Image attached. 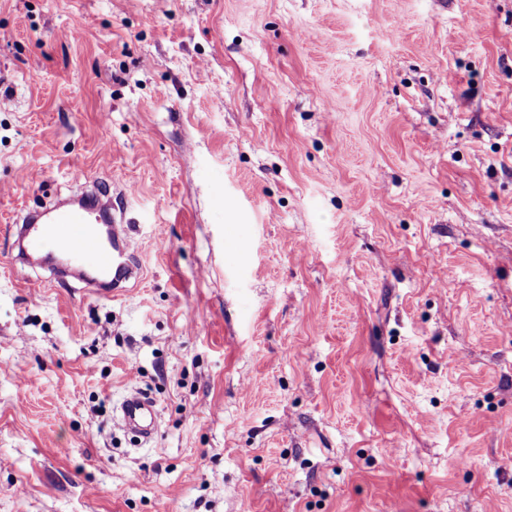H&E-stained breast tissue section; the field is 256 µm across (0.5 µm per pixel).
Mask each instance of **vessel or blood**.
Here are the masks:
<instances>
[{
    "label": "vessel or blood",
    "mask_w": 512,
    "mask_h": 512,
    "mask_svg": "<svg viewBox=\"0 0 512 512\" xmlns=\"http://www.w3.org/2000/svg\"><path fill=\"white\" fill-rule=\"evenodd\" d=\"M0 233L21 242L52 244L63 256L57 268L59 276L73 275L80 268L92 269L103 283L99 291L103 297L119 296L140 273L133 259L130 227L113 222L112 194L97 183L88 185L76 199L0 226ZM159 418L156 402L135 391L121 402L114 424L148 443L158 431Z\"/></svg>",
    "instance_id": "1"
}]
</instances>
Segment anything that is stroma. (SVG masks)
Returning a JSON list of instances; mask_svg holds the SVG:
<instances>
[{"instance_id": "obj_1", "label": "stroma", "mask_w": 512, "mask_h": 512, "mask_svg": "<svg viewBox=\"0 0 512 512\" xmlns=\"http://www.w3.org/2000/svg\"><path fill=\"white\" fill-rule=\"evenodd\" d=\"M92 180L142 274L0 240V512H512V0H0V225ZM159 418L156 402L148 395L134 391L120 403L114 425L125 433H134L144 444L154 440Z\"/></svg>"}]
</instances>
